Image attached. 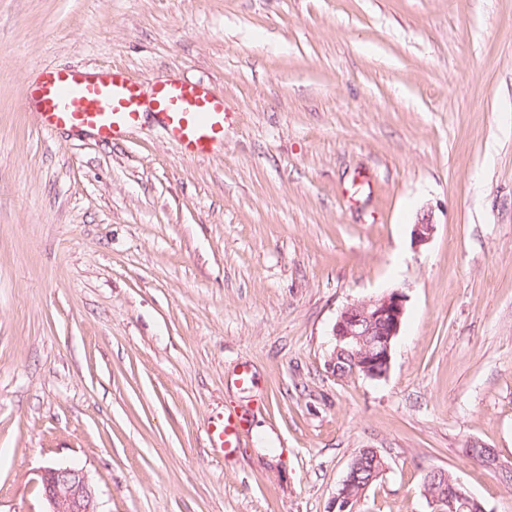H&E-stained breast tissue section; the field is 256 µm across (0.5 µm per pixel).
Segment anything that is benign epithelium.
I'll return each instance as SVG.
<instances>
[{"label": "benign epithelium", "instance_id": "benign-epithelium-1", "mask_svg": "<svg viewBox=\"0 0 512 512\" xmlns=\"http://www.w3.org/2000/svg\"><path fill=\"white\" fill-rule=\"evenodd\" d=\"M434 232L431 215H422L412 227L414 244L420 247L429 243ZM404 314L405 296L398 290L346 305L332 329L333 348L326 360L328 372L337 379L356 375L372 380L386 377ZM366 470L372 473L373 481L387 470V463L375 448L351 460L334 499L336 512H354L367 490L359 485V475ZM425 487L424 495L435 507L434 512H447L457 502L473 501L462 483L448 484V470L443 468L428 471ZM40 493L44 512H99L95 486L83 468L68 465L43 468Z\"/></svg>", "mask_w": 512, "mask_h": 512}]
</instances>
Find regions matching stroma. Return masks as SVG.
Instances as JSON below:
<instances>
[{"label":"stroma","mask_w":512,"mask_h":512,"mask_svg":"<svg viewBox=\"0 0 512 512\" xmlns=\"http://www.w3.org/2000/svg\"><path fill=\"white\" fill-rule=\"evenodd\" d=\"M48 67L203 82L224 147L44 134ZM394 290L388 376L332 377L339 312ZM473 441L512 461V0H0V512L54 464L100 512H333L362 448L355 512H433L432 467L512 512ZM247 422L244 414L224 413L209 428L211 446L224 448V452L231 448H238L240 436L246 430ZM369 452L364 456L357 455L354 457L348 467V472L341 486L337 490L334 499L336 512H353L356 503L361 499L364 492L371 483L379 479L387 470V463L377 449L369 448ZM380 462L379 468H376V462ZM364 470L371 471L372 476L368 484L359 487V475Z\"/></svg>","instance_id":"obj_1"}]
</instances>
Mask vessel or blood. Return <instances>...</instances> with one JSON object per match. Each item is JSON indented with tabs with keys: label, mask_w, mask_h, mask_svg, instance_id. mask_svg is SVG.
<instances>
[{
	"label": "vessel or blood",
	"mask_w": 512,
	"mask_h": 512,
	"mask_svg": "<svg viewBox=\"0 0 512 512\" xmlns=\"http://www.w3.org/2000/svg\"><path fill=\"white\" fill-rule=\"evenodd\" d=\"M26 103L35 125L47 134L88 131L108 143L136 129L144 112L151 110L186 156H208L224 142V100L196 83L142 84L118 68L47 69L28 86ZM246 426L245 415H221L209 428L212 447H238Z\"/></svg>",
	"instance_id": "b4317fda"
}]
</instances>
